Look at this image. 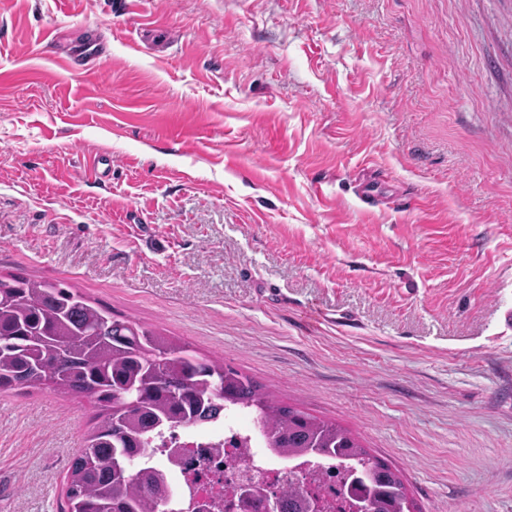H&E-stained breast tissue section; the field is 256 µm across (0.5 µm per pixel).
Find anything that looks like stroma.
<instances>
[{
  "label": "stroma",
  "instance_id": "stroma-1",
  "mask_svg": "<svg viewBox=\"0 0 512 512\" xmlns=\"http://www.w3.org/2000/svg\"><path fill=\"white\" fill-rule=\"evenodd\" d=\"M8 272L512 512V0H0ZM97 413L0 394V512H63Z\"/></svg>",
  "mask_w": 512,
  "mask_h": 512
}]
</instances>
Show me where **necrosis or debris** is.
I'll list each match as a JSON object with an SVG mask.
<instances>
[{"instance_id": "necrosis-or-debris-1", "label": "necrosis or debris", "mask_w": 512, "mask_h": 512, "mask_svg": "<svg viewBox=\"0 0 512 512\" xmlns=\"http://www.w3.org/2000/svg\"><path fill=\"white\" fill-rule=\"evenodd\" d=\"M154 446L140 464L172 485L176 512H254L241 503L240 487L270 496L290 484L318 499L326 512H352L350 474L316 456L277 457L242 411H225L222 421L205 427L162 430Z\"/></svg>"}]
</instances>
